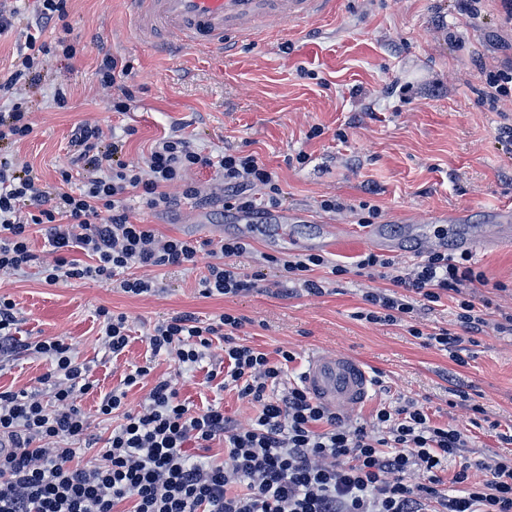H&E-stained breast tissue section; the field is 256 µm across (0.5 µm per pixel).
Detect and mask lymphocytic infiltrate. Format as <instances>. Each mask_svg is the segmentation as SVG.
<instances>
[{
	"mask_svg": "<svg viewBox=\"0 0 512 512\" xmlns=\"http://www.w3.org/2000/svg\"><path fill=\"white\" fill-rule=\"evenodd\" d=\"M34 25L26 34L13 69L0 75V144H14L32 131L29 112L16 93L20 86L41 80V63L52 48L73 57L76 47L66 40L55 46L40 43L38 32L66 25L68 0H33ZM130 67L110 52H103L98 73L104 86L116 89L112 109L126 112L135 92L125 82ZM122 139H106L99 124L82 122L71 134L69 167L61 183H41L32 167L17 165L0 153V271L19 272L36 263L30 247L33 226H45L53 264L43 266L47 283L60 279L109 280L134 296L158 292L157 281L134 276L137 268L184 267L200 251L197 240L162 239L138 220L131 206L132 191H139L143 206L165 211L180 200L212 201L189 182L198 168L216 170L222 185V207L227 212L260 217L283 201L276 171L252 154L231 149L209 156L196 151L191 140L171 132L156 140L141 160L125 158ZM84 179L72 187V172ZM180 186L172 194L170 186ZM79 249L87 262L67 259L66 251ZM251 246L238 238L210 245L211 262L198 286L203 296H236L257 283L238 263ZM289 282L312 296L325 293L314 272L327 265L319 254L268 256ZM361 269H379L385 288L365 292L367 308L358 319L370 323L410 322L420 308H434L442 299L457 302L458 331L441 328L425 336L428 345L448 352L464 364L466 343L487 327L512 334V312H500L489 321L469 295L482 283V272L468 254L455 257L435 251L403 271L393 260L369 252L357 263ZM244 317L228 312L202 320L177 313L153 326L147 334L152 355L165 354L179 365L199 364L214 343L224 345L222 371L209 379L221 389L258 406L248 426L210 405L192 411L179 397L175 382L157 380L140 411H123V396L106 395L101 415L122 411L123 421L113 427L98 450V463H76L78 446L89 428L78 404L91 384L87 369L78 363L71 344L58 338L36 342L20 340L19 316L14 301L0 296V357L29 352L48 357L51 368L40 383L54 399L46 405L36 391L0 392V512H117L130 503L129 512H512V458L494 463L461 465L453 478L457 493L443 489L448 462L467 445L463 430L432 424L423 407L409 402L379 408L372 424L345 423L341 414L324 407L298 384L274 394L284 364L294 353L284 350L279 362L266 353L237 342ZM224 444L223 461H191V448L209 449ZM483 471L473 479L472 470ZM426 482L410 483L414 472Z\"/></svg>",
	"mask_w": 512,
	"mask_h": 512,
	"instance_id": "1",
	"label": "lymphocytic infiltrate"
}]
</instances>
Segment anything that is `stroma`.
Instances as JSON below:
<instances>
[{"mask_svg":"<svg viewBox=\"0 0 512 512\" xmlns=\"http://www.w3.org/2000/svg\"><path fill=\"white\" fill-rule=\"evenodd\" d=\"M68 9L70 32L49 28L43 39L50 44L68 36L77 53L70 59L45 56L41 83L23 88L33 132L10 145L9 153L42 183L58 184L72 128L90 121L105 137L125 139L131 161L176 129L205 155L227 148L254 154L277 171L284 208L308 215V222L293 227L297 239L313 238L322 224L346 226V240L327 257L350 268L323 295H289L279 284L280 272L266 261L286 255L287 245L253 236L242 263L259 288L237 297L200 295L204 254L182 269H144L160 289L136 297L105 280L49 284L38 266L0 272V295L16 303L22 339L66 338L87 367L93 388L79 404L89 435L106 439L118 423L98 413L105 395L125 389V407L134 411L162 378L176 381L191 409L216 404L243 424L255 416L256 408L236 392L206 379L224 358L221 345L198 365L181 367L173 358L152 356L146 341L149 328L173 314L205 320L226 311L246 320L241 343L274 362L280 351L295 354L276 393L297 381L313 351L349 354L364 362L373 379L366 402L349 412L351 421L368 424L384 404L414 400L433 423L469 435L464 460L511 456L512 444L499 435L512 430V335L489 330L476 336L465 365H457L423 339L436 327L457 331L454 302L419 314L418 338L403 322L355 319L365 306L364 292L386 282L377 272L352 267L370 249L361 233L365 202L379 208L376 225L398 241L392 256L399 262L414 255L408 225L443 236L428 222L436 211L465 210L466 226L497 237L492 211L512 209V143L499 137L501 127L512 125V100H501L494 110L483 102L488 72L508 56L501 42L512 37L501 23L498 0H483L474 13L460 11L457 0H336L332 16L298 23L269 17L263 37L226 53L196 46L160 52L133 28L129 0H69ZM103 48L132 66L128 82L136 98L129 112H113V91L100 82ZM59 84L69 91L62 109L53 100ZM300 153L306 156L301 164ZM330 197L342 202V210L322 209ZM143 219L162 237L205 238L187 224L181 205L144 213ZM472 260L486 279L475 290V304L512 307V242L474 251ZM102 307L125 314L132 326L128 346L116 357L98 338ZM145 363L153 367L149 380L124 387L129 369ZM49 368L47 358L27 353L2 361L0 391L33 390ZM475 403L483 414L473 415Z\"/></svg>","mask_w":512,"mask_h":512,"instance_id":"stroma-1","label":"stroma"}]
</instances>
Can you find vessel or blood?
<instances>
[{
  "mask_svg": "<svg viewBox=\"0 0 512 512\" xmlns=\"http://www.w3.org/2000/svg\"><path fill=\"white\" fill-rule=\"evenodd\" d=\"M335 10L336 0H131L132 21L143 38L160 42L175 32L181 45H204L219 50L230 42L252 39L268 15L298 22ZM299 219L297 213L282 211L258 222L251 215L239 213L233 226L242 231L256 227L269 239L292 245L296 239L291 226ZM343 235V227L321 225L310 247L318 251L335 250ZM302 383L316 401L339 413L359 407L372 388V379L359 359L330 351L312 354Z\"/></svg>",
  "mask_w": 512,
  "mask_h": 512,
  "instance_id": "vessel-or-blood-1",
  "label": "vessel or blood"
}]
</instances>
